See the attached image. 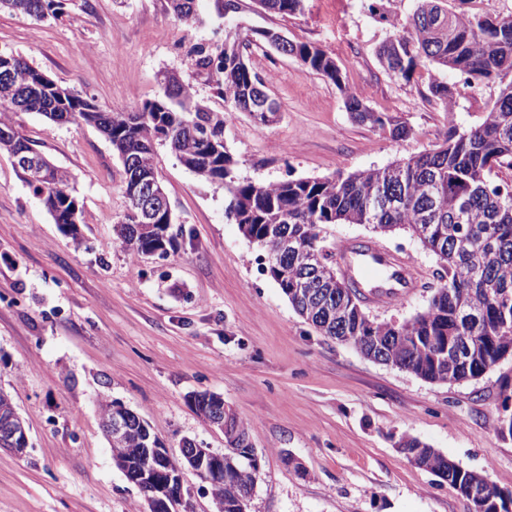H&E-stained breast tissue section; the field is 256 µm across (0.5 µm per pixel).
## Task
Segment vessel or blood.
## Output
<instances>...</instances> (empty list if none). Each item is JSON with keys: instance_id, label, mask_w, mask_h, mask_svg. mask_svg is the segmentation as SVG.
I'll return each instance as SVG.
<instances>
[{"instance_id": "obj_1", "label": "vessel or blood", "mask_w": 512, "mask_h": 512, "mask_svg": "<svg viewBox=\"0 0 512 512\" xmlns=\"http://www.w3.org/2000/svg\"><path fill=\"white\" fill-rule=\"evenodd\" d=\"M345 273L363 289L364 300L373 306H393L403 300L419 280V271L407 258L375 243L364 250L341 246Z\"/></svg>"}]
</instances>
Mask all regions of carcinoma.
<instances>
[{"mask_svg": "<svg viewBox=\"0 0 512 512\" xmlns=\"http://www.w3.org/2000/svg\"><path fill=\"white\" fill-rule=\"evenodd\" d=\"M80 9L86 0H0L9 9L37 19L64 13V2ZM387 0H367L371 16L393 29L396 47L382 46L377 57L386 74L411 81L417 67L430 61L457 72L469 85L477 77L498 87L487 104L482 123L459 129L448 121L438 148L413 155L395 165L333 179H289L257 188L232 177L233 156L224 140V113L200 104L185 81L164 87L162 94L129 112H106L94 100L71 91L59 100L52 91L34 86L35 68L22 56H12L10 76L0 78V129L15 125L13 114L36 112L53 124L90 125L111 144L119 158L138 155L155 166V146H166L191 171L224 185L229 196L226 215L250 243L264 252L288 242V250L273 257L272 279L297 313L329 338L346 337L369 359L393 358L396 368L430 382L475 380L512 356V15L495 25L478 13L448 11L446 0H416L405 23L398 25ZM271 14L294 15L303 0H260ZM174 16L190 24L197 18L180 0H170ZM266 43L263 31L252 29L224 47L198 46L185 66L191 74L207 73L214 94L231 112H244L258 127L268 126L254 96L267 91L266 81L249 65L247 50ZM282 54L299 60L313 73L331 81L343 93L346 111L360 123L386 131L395 140L413 136V129L370 109L348 89L335 59L306 42L290 41ZM430 97L453 112L448 84L429 75ZM213 142V153L198 152L196 135ZM51 181L29 185L33 195L81 243L75 225L67 223L79 207L70 173L53 164ZM330 224H367L382 236L404 230L415 236L440 263L438 286L426 310L403 322L372 320L350 295L336 294V285L309 256L333 261L334 250L325 228ZM113 242L133 258L164 257L174 249L169 223L141 224L130 216L114 225ZM188 402L207 421L224 414V487L214 498L216 512H242L259 473V460L248 431L234 414L222 412L221 395L205 391ZM128 439L139 452L112 447L116 466L129 477L145 467L155 483L170 480L187 464L174 456L162 459L154 449L165 447L139 414L126 410ZM403 453L419 467L448 482L469 498L475 476L448 462V457L411 439ZM485 512H509L503 490L485 483Z\"/></svg>", "mask_w": 512, "mask_h": 512, "instance_id": "cac0c4a2", "label": "carcinoma"}]
</instances>
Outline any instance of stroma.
I'll use <instances>...</instances> for the list:
<instances>
[{
	"mask_svg": "<svg viewBox=\"0 0 512 512\" xmlns=\"http://www.w3.org/2000/svg\"><path fill=\"white\" fill-rule=\"evenodd\" d=\"M198 21L176 20L169 0H88L84 9L39 20L0 11V51L25 57L57 83L126 112L161 91L158 75L182 70L188 49L213 35L273 28L331 55L349 88L374 111L405 122L412 138L354 121L342 88L270 47L249 56L265 75L280 119L256 127L229 112L206 75L198 99L224 114V139L240 181L331 178L434 150L449 124H480L494 84L456 94L453 112L427 102V68L395 80L376 51L393 33L364 0H305L295 15H271L257 0L218 16L199 0ZM14 120L73 177L82 207L75 245L0 152V387L29 426L30 446L0 449V512H144L140 491L115 466L99 407L117 400L178 452L183 438L220 452L224 435L187 401L221 394L247 427L260 470L247 512H469L447 482L396 446L408 436L512 492V440L498 421L512 385V358L476 380L443 384L372 361L318 333L264 272L261 251L226 217L224 188L183 166L166 147L156 165L179 230L167 257L135 259L113 244L127 209L123 170L89 125ZM420 271L418 288L377 321L423 312L439 268L408 233L382 240ZM307 470L298 475L290 458Z\"/></svg>",
	"mask_w": 512,
	"mask_h": 512,
	"instance_id": "stroma-1",
	"label": "stroma"
}]
</instances>
